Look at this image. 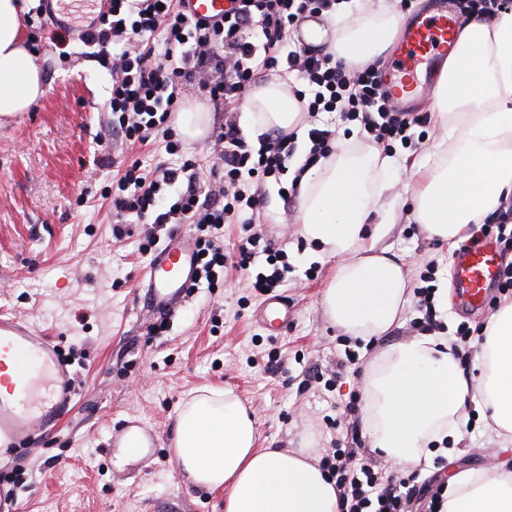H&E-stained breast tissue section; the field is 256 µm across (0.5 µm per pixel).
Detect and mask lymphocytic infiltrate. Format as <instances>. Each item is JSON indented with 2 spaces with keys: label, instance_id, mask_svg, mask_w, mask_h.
Here are the masks:
<instances>
[{
  "label": "lymphocytic infiltrate",
  "instance_id": "f902f5d3",
  "mask_svg": "<svg viewBox=\"0 0 512 512\" xmlns=\"http://www.w3.org/2000/svg\"><path fill=\"white\" fill-rule=\"evenodd\" d=\"M335 5L336 0H235L222 20L210 22L187 14L182 0H107L82 34L86 45L112 51L109 105L126 140L142 142L159 133L174 152L170 121L184 100L198 94L224 111L212 140L218 190H204L193 173L161 165L150 176L134 163L112 196L113 208L131 222L145 220L156 230L194 224L198 282L211 286L223 277L219 230L263 208L266 182L279 180L295 153L294 133L268 131L253 144L234 118L261 71L298 73L312 88L294 93L302 111L312 118L341 111L384 152L410 137L414 120L390 99L377 65L350 68L316 50L285 48L295 21L334 12ZM158 32L167 45L160 57L151 45ZM171 187L177 190L174 201L160 210L158 199ZM236 260L241 269L254 271L252 286L260 292L278 287L291 270L282 250L257 231L241 240ZM319 467L336 486L341 512H441L448 493L444 483L417 486L386 474L355 448L326 449Z\"/></svg>",
  "mask_w": 512,
  "mask_h": 512
}]
</instances>
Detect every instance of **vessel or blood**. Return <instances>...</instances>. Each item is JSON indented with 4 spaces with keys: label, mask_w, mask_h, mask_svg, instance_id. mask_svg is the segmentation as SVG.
Returning <instances> with one entry per match:
<instances>
[{
    "label": "vessel or blood",
    "mask_w": 512,
    "mask_h": 512,
    "mask_svg": "<svg viewBox=\"0 0 512 512\" xmlns=\"http://www.w3.org/2000/svg\"><path fill=\"white\" fill-rule=\"evenodd\" d=\"M198 18L218 19L224 0H186ZM456 16L442 11L424 16L406 31L401 47L385 73L395 103L418 90V74L432 76L442 60L455 51ZM493 239L464 245L452 265V278L463 305L486 304L500 269ZM193 246L169 239L146 270L143 304L156 311H175L194 276ZM9 369V381L0 392V447L9 448L36 426L55 423L63 406L75 395L72 379L59 361L53 341L19 318L0 314V370Z\"/></svg>",
    "instance_id": "vessel-or-blood-1"
}]
</instances>
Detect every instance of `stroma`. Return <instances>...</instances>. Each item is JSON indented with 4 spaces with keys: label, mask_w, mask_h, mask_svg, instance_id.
Segmentation results:
<instances>
[{
    "label": "stroma",
    "mask_w": 512,
    "mask_h": 512,
    "mask_svg": "<svg viewBox=\"0 0 512 512\" xmlns=\"http://www.w3.org/2000/svg\"><path fill=\"white\" fill-rule=\"evenodd\" d=\"M24 30L45 75L47 93L21 118L0 124V312L14 314L70 351L74 402L53 426L37 427L15 448L0 450V466L24 465L17 488L21 512H224V494L191 485L170 459L174 416L182 400L205 388L235 390L251 408L263 448H297L313 436L316 448L337 441L368 450L362 421L360 377L381 343H346L321 303L332 272L311 266L295 234V205L278 195L301 161L304 142L280 182L266 187L268 204L256 219L288 255L294 271L265 295L248 286L245 273L226 267L223 283L185 298L155 333L157 312L141 302L151 259L139 245L149 227L121 224L112 214V183L139 162L180 167L192 161L204 186L216 188L215 163L206 143H183L168 154L162 136L129 144L112 134V78L77 35L61 36L58 0ZM410 105L421 121L404 147L429 157L428 113L433 81ZM403 202L382 241L404 263L411 286L428 261H437L436 295L448 328L466 323L482 332L495 306L466 315L452 288L451 248L427 238L407 218ZM287 301L293 319L279 336L257 321L267 296ZM357 360L348 363L346 351ZM137 426L151 437V452L125 470L111 455L124 432ZM467 448L449 469L489 467V430L477 408L457 422Z\"/></svg>",
    "instance_id": "obj_1"
}]
</instances>
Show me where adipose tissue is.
Wrapping results in <instances>:
<instances>
[{"label": "adipose tissue", "mask_w": 512, "mask_h": 512, "mask_svg": "<svg viewBox=\"0 0 512 512\" xmlns=\"http://www.w3.org/2000/svg\"><path fill=\"white\" fill-rule=\"evenodd\" d=\"M33 0H0V117L31 111L47 92L22 35ZM334 33L316 22L305 38L328 42L346 65L371 63L396 33L385 0L359 7L339 0ZM447 135L432 139L433 165L405 170L411 220L431 239L456 245L512 197V11L474 21L457 35L448 75L429 105ZM243 111L254 128L298 129L305 116L286 80L253 86ZM399 167L371 149L340 140L298 183V233L310 260L334 261L322 303L351 337L381 340L400 323L410 285L401 261L381 241L390 226L382 199ZM474 360L479 383L465 379L446 337L421 335L383 349L362 379L363 419L372 450L409 468L429 442L450 441L463 455L456 419L478 405L496 442L512 443V300L483 329ZM172 462L199 489L224 493V512H340L333 480L311 462V439L298 449L258 447L255 422L229 389L194 391L174 419ZM445 512H512V468L462 469L448 485Z\"/></svg>", "instance_id": "1"}]
</instances>
